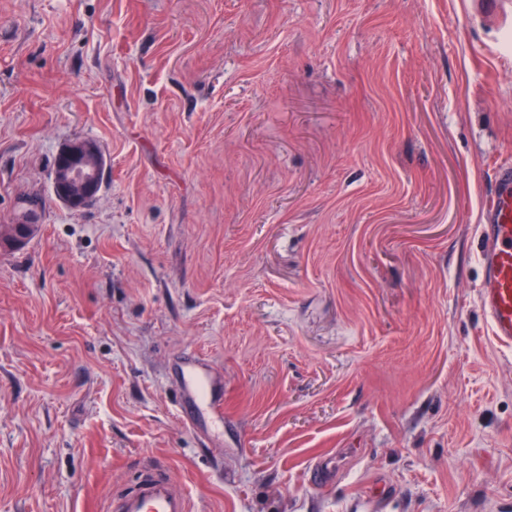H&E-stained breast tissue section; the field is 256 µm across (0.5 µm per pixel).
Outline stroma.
<instances>
[{
	"label": "stroma",
	"mask_w": 512,
	"mask_h": 512,
	"mask_svg": "<svg viewBox=\"0 0 512 512\" xmlns=\"http://www.w3.org/2000/svg\"><path fill=\"white\" fill-rule=\"evenodd\" d=\"M107 160L94 203L57 152ZM512 5L0 0V512H512V348L479 306ZM224 376V446L176 411ZM325 479H317V471ZM96 157V162L91 160ZM103 164L96 145L76 141L59 151L52 172L53 193L71 209L78 210L93 203L102 188ZM36 223L37 222H36L35 214L31 211H26L20 216V218L17 219L16 223L13 225L14 232L11 236H10L11 224H5V225L1 224L0 225V239H1V236H3V239H5V241L0 240V247L2 248V246L4 244H8L9 246H11L15 249H20V248L24 247L29 240L30 228H31L30 224H36ZM179 392L177 411L182 420L193 427L200 418L210 422V429L224 435V407L221 384L214 369L187 352L178 364ZM109 512H191L188 494L164 465H152L135 489L111 502Z\"/></svg>",
	"instance_id": "stroma-1"
}]
</instances>
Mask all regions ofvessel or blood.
<instances>
[{"mask_svg":"<svg viewBox=\"0 0 512 512\" xmlns=\"http://www.w3.org/2000/svg\"><path fill=\"white\" fill-rule=\"evenodd\" d=\"M480 260L483 279L480 307L494 340L512 347V162L501 164L483 209ZM177 411L187 425L208 419L214 433L224 431L221 384L214 369L185 353L178 364ZM110 512H192L188 494L163 465L152 466L135 489L111 502Z\"/></svg>","mask_w":512,"mask_h":512,"instance_id":"b4317fda","label":"vessel or blood"}]
</instances>
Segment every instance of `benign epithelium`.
<instances>
[{
  "label": "benign epithelium",
  "mask_w": 512,
  "mask_h": 512,
  "mask_svg": "<svg viewBox=\"0 0 512 512\" xmlns=\"http://www.w3.org/2000/svg\"><path fill=\"white\" fill-rule=\"evenodd\" d=\"M103 164L99 152L89 141H76L59 151L57 164L52 172L53 193L68 207L78 210L93 203L102 188ZM35 214L24 212L14 224L13 234L0 247L7 244L15 249L24 247L30 236Z\"/></svg>",
  "instance_id": "obj_1"
}]
</instances>
